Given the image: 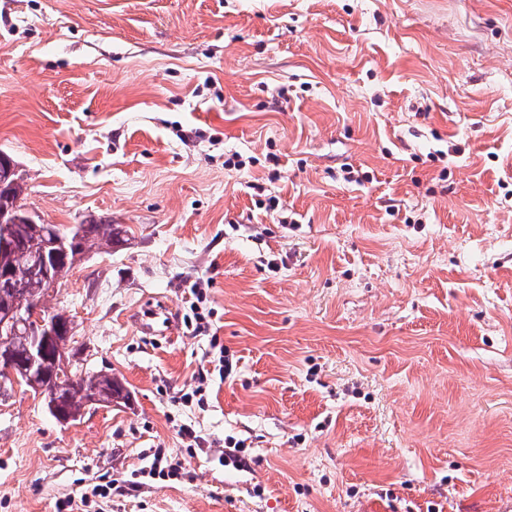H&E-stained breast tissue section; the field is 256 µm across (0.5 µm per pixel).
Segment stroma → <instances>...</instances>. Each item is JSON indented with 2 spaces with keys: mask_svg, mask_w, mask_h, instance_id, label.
Segmentation results:
<instances>
[{
  "mask_svg": "<svg viewBox=\"0 0 512 512\" xmlns=\"http://www.w3.org/2000/svg\"><path fill=\"white\" fill-rule=\"evenodd\" d=\"M0 151L125 229L47 305L129 394L0 403V512H512V0H0ZM191 294L195 297L197 304L203 303L206 297L203 296V292L201 291V288L195 284V288L191 289ZM204 299V300H203ZM195 301L190 302L189 309L192 314L184 315V323L186 328L191 332L194 336H206L210 330H211V323L208 320L210 317V311L207 312V315L205 316L202 313L201 308L196 304ZM161 314L157 309H148L143 314H135L132 321L136 327L148 335H156L164 332L162 327H166V332H170L175 327V320L172 316L165 313ZM150 456H153L150 464L140 468V470H137L135 473H132L131 476L133 478H154L153 476H157L158 478L167 477L168 479H176L181 475L183 467L180 460H176L174 462L167 459L164 460V454H161L160 451L154 452L152 455L146 454L144 459H147Z\"/></svg>",
  "mask_w": 512,
  "mask_h": 512,
  "instance_id": "35a3bbf8",
  "label": "stroma"
}]
</instances>
